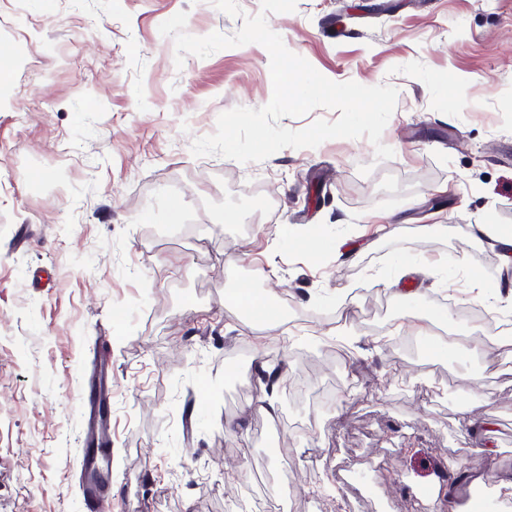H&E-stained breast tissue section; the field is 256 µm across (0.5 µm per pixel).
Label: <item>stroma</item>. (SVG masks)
<instances>
[{
	"instance_id": "35a3bbf8",
	"label": "stroma",
	"mask_w": 512,
	"mask_h": 512,
	"mask_svg": "<svg viewBox=\"0 0 512 512\" xmlns=\"http://www.w3.org/2000/svg\"><path fill=\"white\" fill-rule=\"evenodd\" d=\"M181 11L198 37L243 24L211 0H0V512H88L79 396L102 356L113 512H512L491 491L512 367L486 355L512 274L465 235L512 226V0L268 15L326 78L397 89L382 161L365 137L194 156L273 86L255 43L176 65L159 26ZM248 288L277 290L270 323Z\"/></svg>"
}]
</instances>
